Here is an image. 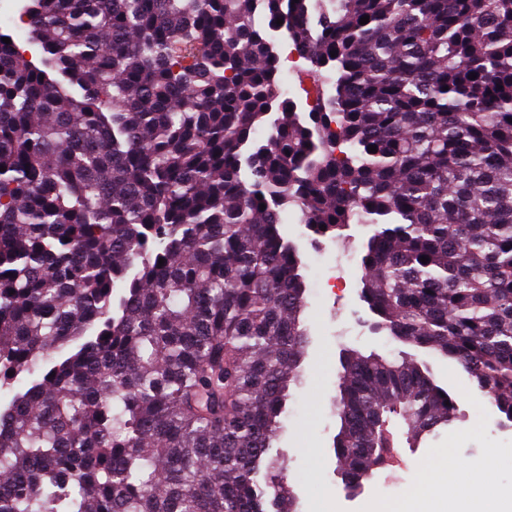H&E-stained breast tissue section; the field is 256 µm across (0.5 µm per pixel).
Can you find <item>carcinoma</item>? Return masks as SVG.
Here are the masks:
<instances>
[{"label": "carcinoma", "instance_id": "carcinoma-1", "mask_svg": "<svg viewBox=\"0 0 512 512\" xmlns=\"http://www.w3.org/2000/svg\"><path fill=\"white\" fill-rule=\"evenodd\" d=\"M253 4L26 0L36 61L0 33V512H298L270 456L309 336L290 207L373 226L375 328L512 422V0ZM278 19L329 86L306 120ZM341 366L348 488L394 420L457 419L409 352Z\"/></svg>", "mask_w": 512, "mask_h": 512}]
</instances>
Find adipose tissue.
<instances>
[{
	"label": "adipose tissue",
	"instance_id": "1",
	"mask_svg": "<svg viewBox=\"0 0 512 512\" xmlns=\"http://www.w3.org/2000/svg\"><path fill=\"white\" fill-rule=\"evenodd\" d=\"M450 489L455 490L457 500L454 507L448 509L443 500ZM500 499L499 489L493 487L484 471L458 463L430 479L418 512H504L499 506Z\"/></svg>",
	"mask_w": 512,
	"mask_h": 512
}]
</instances>
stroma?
<instances>
[{"mask_svg":"<svg viewBox=\"0 0 512 512\" xmlns=\"http://www.w3.org/2000/svg\"><path fill=\"white\" fill-rule=\"evenodd\" d=\"M283 218L285 233L304 263L310 339L275 449L288 461V482L300 512H315L314 497L320 490L326 494L329 512H382L387 499L384 481L393 482L398 495H405L412 483L423 482L450 457L475 468L489 467L497 487L512 489V426L502 424L497 409L472 389L461 366L422 350L418 359L453 392L459 420L416 446L408 444L401 424H393L398 451L394 463L379 470L377 478L364 480L355 492L346 490L333 450L340 357L352 347L394 358L403 346L372 328V315L360 299L362 245L370 226L352 225L349 241L342 242L314 237L301 224L298 210L285 211Z\"/></svg>","mask_w":512,"mask_h":512,"instance_id":"obj_1","label":"stroma"}]
</instances>
